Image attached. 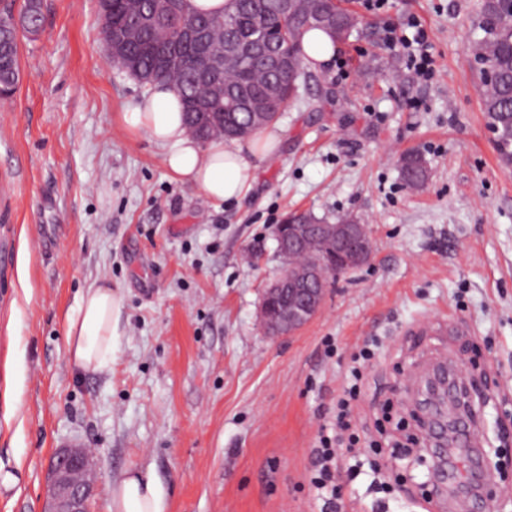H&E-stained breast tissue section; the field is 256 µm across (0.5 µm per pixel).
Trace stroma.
<instances>
[{
    "label": "stroma",
    "instance_id": "stroma-1",
    "mask_svg": "<svg viewBox=\"0 0 512 512\" xmlns=\"http://www.w3.org/2000/svg\"><path fill=\"white\" fill-rule=\"evenodd\" d=\"M479 3L372 13L348 0L358 28L313 69L278 149L227 205L127 131L121 115L145 91L111 65L96 0H43L0 105V512H42L70 442L92 453L90 512H109L113 481L134 469L154 472L169 512H321L314 461L353 385L360 443L336 455L346 512H426L429 441L401 456L403 431L376 422L388 397L395 419L418 412L423 363L444 346L486 370L480 449L495 487L512 488V166L476 87ZM409 16L433 43L425 84L381 41ZM409 152L428 168L419 188L400 175ZM294 209L354 216L372 252L310 323L273 338L258 307L281 267L275 226ZM95 280L118 291L125 335L108 370L82 374L65 314Z\"/></svg>",
    "mask_w": 512,
    "mask_h": 512
}]
</instances>
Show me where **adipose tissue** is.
<instances>
[{"label":"adipose tissue","mask_w":512,"mask_h":512,"mask_svg":"<svg viewBox=\"0 0 512 512\" xmlns=\"http://www.w3.org/2000/svg\"><path fill=\"white\" fill-rule=\"evenodd\" d=\"M129 132L146 133L164 151L168 170L216 201L238 200L248 189L256 162L274 152L281 136L271 128L254 140L199 144L185 131L177 91L155 85L144 103L123 113ZM70 362L98 373L116 360L125 334L123 306L107 283L92 284L66 314ZM166 494L151 471L129 472L112 483L110 512H167Z\"/></svg>","instance_id":"adipose-tissue-1"}]
</instances>
